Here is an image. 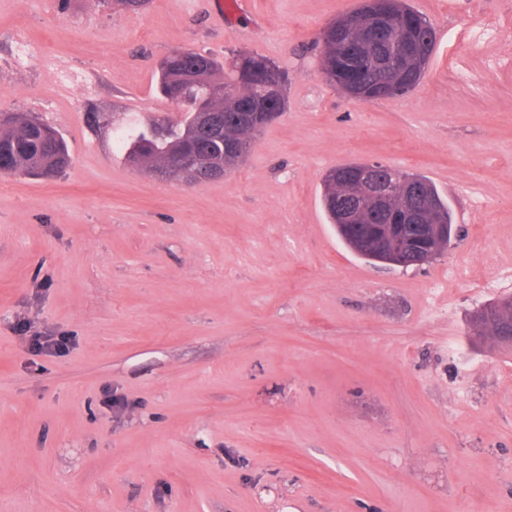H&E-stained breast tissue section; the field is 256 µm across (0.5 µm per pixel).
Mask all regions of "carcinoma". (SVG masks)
Masks as SVG:
<instances>
[{"label":"carcinoma","instance_id":"carcinoma-1","mask_svg":"<svg viewBox=\"0 0 512 512\" xmlns=\"http://www.w3.org/2000/svg\"><path fill=\"white\" fill-rule=\"evenodd\" d=\"M425 17L404 6L401 21L411 29L415 45L428 56H433L436 41L419 26ZM348 40L359 49L360 60L355 68L336 64V37ZM319 62L324 80L332 85L367 86L377 99L402 96L413 90L424 72L411 68L402 73L398 61L383 66L372 62L375 48L365 39L362 20L353 18L340 32H331L324 40ZM287 72L276 62L263 56H234L226 64L210 55L191 50H178L163 59L158 70V88L161 94L185 112L177 122H154L127 139V162L135 167H148L153 172L176 178L178 174L166 164L184 155L201 160L210 157L216 146L211 132L197 121L198 113L210 112L220 118L221 140L227 152V166L219 171L204 170V180L224 176L235 166V148L251 145L254 136L285 106L284 91ZM224 88V96L211 95V86ZM0 162L3 168L25 174L52 177L64 171L71 163L66 143L58 133L38 124L27 114L6 112L0 119ZM336 188L323 184L322 201L329 223L336 226V234L356 255L370 263H387L391 257L376 247H362L357 241L360 229L341 223L334 204ZM434 217L444 225V241L453 233L452 213L448 203L441 202ZM512 312V298H503L484 307L482 316L474 322L484 336L499 339L500 328L493 316L498 312Z\"/></svg>","mask_w":512,"mask_h":512}]
</instances>
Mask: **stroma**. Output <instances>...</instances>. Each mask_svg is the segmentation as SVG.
<instances>
[{"label": "stroma", "instance_id": "stroma-1", "mask_svg": "<svg viewBox=\"0 0 512 512\" xmlns=\"http://www.w3.org/2000/svg\"><path fill=\"white\" fill-rule=\"evenodd\" d=\"M437 32L409 94L325 83L357 0H0V112L72 163L0 173V512H512V0H407ZM266 56L285 110L224 178L186 186L114 140L182 117L177 50ZM428 177L459 228L419 268L345 247L337 165ZM73 337L32 357L17 325ZM509 298V297H507ZM503 298L496 302L490 303L487 306H484V313L482 316L475 315L474 322L477 327L481 328L482 333L484 332V337H491L495 340L499 341L500 336V328L498 324L494 321L493 316L497 312L505 313L504 311L512 312V298L507 299Z\"/></svg>", "mask_w": 512, "mask_h": 512}]
</instances>
